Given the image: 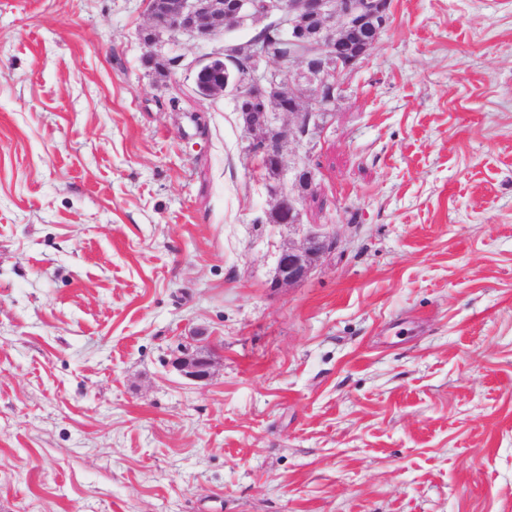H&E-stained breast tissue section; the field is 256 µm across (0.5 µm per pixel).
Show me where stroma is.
I'll return each instance as SVG.
<instances>
[{"mask_svg":"<svg viewBox=\"0 0 512 512\" xmlns=\"http://www.w3.org/2000/svg\"><path fill=\"white\" fill-rule=\"evenodd\" d=\"M149 29L0 0V512H512V0H394L297 226L195 92L250 29ZM336 238L327 233H310L299 247H288L280 254L274 286L291 285L306 279L315 267V261L336 251ZM176 369L192 381H205L209 378L214 364L213 358L204 346L185 348L182 355L174 360Z\"/></svg>","mask_w":512,"mask_h":512,"instance_id":"stroma-1","label":"stroma"}]
</instances>
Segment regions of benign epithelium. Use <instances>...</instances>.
Instances as JSON below:
<instances>
[{
  "label": "benign epithelium",
  "instance_id": "1",
  "mask_svg": "<svg viewBox=\"0 0 512 512\" xmlns=\"http://www.w3.org/2000/svg\"><path fill=\"white\" fill-rule=\"evenodd\" d=\"M154 25L172 33L198 39L212 38L217 29L238 28L247 22L277 29L274 43L250 40L246 47L224 46L205 66L223 60L229 66L244 59L247 68L229 86L235 100L253 97L267 89L290 102L288 114L296 118L294 137L311 143L324 130L330 107L344 91V78L363 62L379 34L391 19L392 0H148ZM275 63L270 68L268 64ZM246 126L261 130L252 154L262 161L281 160L283 132L274 126L270 113H244ZM315 188L313 171L300 166L291 185L273 191L276 201L270 214L283 223H300L299 205ZM336 238L311 233L299 247L280 254L274 286L306 279L315 261L336 251ZM176 369L192 381L209 378L214 364L203 346L186 348L174 360Z\"/></svg>",
  "mask_w": 512,
  "mask_h": 512
}]
</instances>
